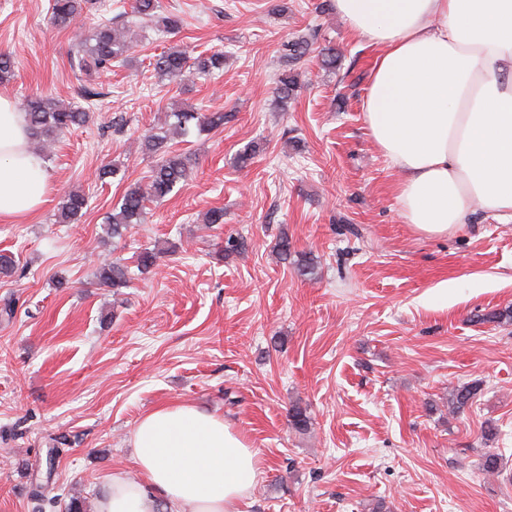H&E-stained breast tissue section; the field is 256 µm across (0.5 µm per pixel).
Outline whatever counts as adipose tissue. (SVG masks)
<instances>
[{
  "label": "adipose tissue",
  "instance_id": "ef3b65f1",
  "mask_svg": "<svg viewBox=\"0 0 512 512\" xmlns=\"http://www.w3.org/2000/svg\"><path fill=\"white\" fill-rule=\"evenodd\" d=\"M350 34L376 46L365 124L400 173L405 223L445 236L476 210L512 222V0H333ZM25 112L0 94V219L36 212L48 165ZM136 475L109 473L96 512H239L256 452L222 418L179 404L132 435Z\"/></svg>",
  "mask_w": 512,
  "mask_h": 512
}]
</instances>
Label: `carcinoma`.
I'll use <instances>...</instances> for the list:
<instances>
[{
    "mask_svg": "<svg viewBox=\"0 0 512 512\" xmlns=\"http://www.w3.org/2000/svg\"><path fill=\"white\" fill-rule=\"evenodd\" d=\"M89 0H52L51 19L54 25L67 28L82 15ZM132 13L155 21L161 31L176 33L184 26V19L176 14L162 12L161 0H133ZM133 49L130 29L125 24L98 25L83 36L76 47L79 64L84 74L91 78L112 71V64L123 62ZM309 51V42L298 38L288 42V53L283 69L278 76L275 94L276 101L283 107L296 98L300 89L296 66ZM150 66L162 79L174 81L188 74H209L224 70V53L201 52L192 55L188 50L169 47L154 55ZM25 112L30 128V143L33 150L49 157L47 149L55 144L70 128L89 120V113L72 106H66L49 96H34L27 100ZM175 121L160 131L146 136L141 143L142 152L153 159L148 181L144 184L129 185L108 217L107 232L120 238L137 224L144 223L147 204L170 195L177 186L186 181L194 167L193 156L172 149L170 142L189 134L187 123L196 121L198 133H210L224 127L225 115L222 112L200 113L183 108L170 113ZM87 207L86 195L79 190H70L61 199L58 208V222L70 223L78 219ZM157 253L146 249L136 258V267L142 274L151 272L156 265ZM101 282L120 294V289L128 287V267L118 261L100 266ZM482 390L479 380L457 388L448 401L452 413L460 414L471 405ZM289 422L297 431H306L310 418L306 409L293 406L289 411Z\"/></svg>",
    "mask_w": 512,
    "mask_h": 512,
    "instance_id": "carcinoma-1",
    "label": "carcinoma"
}]
</instances>
